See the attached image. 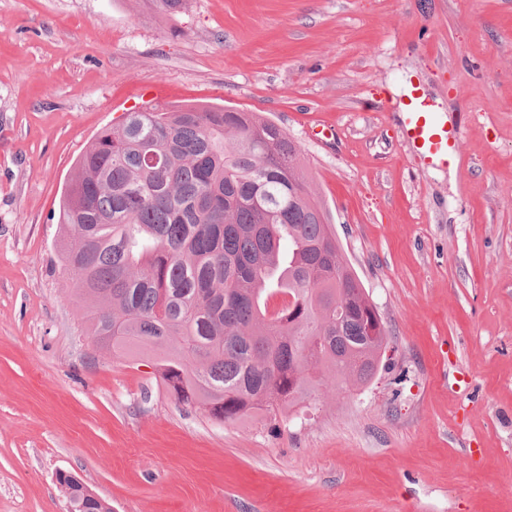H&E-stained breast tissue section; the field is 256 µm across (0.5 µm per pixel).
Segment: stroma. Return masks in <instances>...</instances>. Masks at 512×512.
I'll use <instances>...</instances> for the list:
<instances>
[{"label":"stroma","instance_id":"stroma-1","mask_svg":"<svg viewBox=\"0 0 512 512\" xmlns=\"http://www.w3.org/2000/svg\"><path fill=\"white\" fill-rule=\"evenodd\" d=\"M413 84L461 160L405 142ZM158 92L298 144L390 332L368 384L221 423L92 345L61 191ZM60 469L112 512H512V0H0V512H66Z\"/></svg>","mask_w":512,"mask_h":512}]
</instances>
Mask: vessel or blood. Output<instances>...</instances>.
<instances>
[{"label": "vessel or blood", "instance_id": "vessel-or-blood-1", "mask_svg": "<svg viewBox=\"0 0 512 512\" xmlns=\"http://www.w3.org/2000/svg\"><path fill=\"white\" fill-rule=\"evenodd\" d=\"M402 132L405 140L432 163H447L449 157L460 156L464 131L444 122L426 97L412 94L410 108L404 113Z\"/></svg>", "mask_w": 512, "mask_h": 512}]
</instances>
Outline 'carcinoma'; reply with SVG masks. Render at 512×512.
I'll list each match as a JSON object with an SVG mask.
<instances>
[{
  "mask_svg": "<svg viewBox=\"0 0 512 512\" xmlns=\"http://www.w3.org/2000/svg\"><path fill=\"white\" fill-rule=\"evenodd\" d=\"M76 168L59 257L99 348L155 354L177 401L218 422L374 377L389 331L283 129L218 105L138 110Z\"/></svg>",
  "mask_w": 512,
  "mask_h": 512,
  "instance_id": "1",
  "label": "carcinoma"
}]
</instances>
